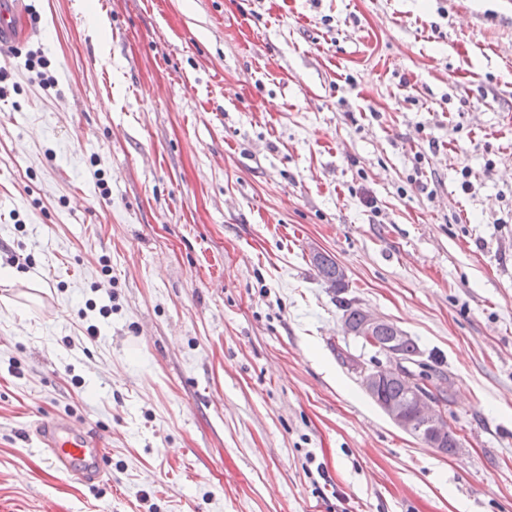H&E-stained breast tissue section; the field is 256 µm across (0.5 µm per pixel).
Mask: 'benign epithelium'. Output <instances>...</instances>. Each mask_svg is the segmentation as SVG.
Segmentation results:
<instances>
[{"label": "benign epithelium", "instance_id": "7a95c632", "mask_svg": "<svg viewBox=\"0 0 512 512\" xmlns=\"http://www.w3.org/2000/svg\"><path fill=\"white\" fill-rule=\"evenodd\" d=\"M387 325L390 326L392 333L391 339L383 347L387 362L363 374L362 386L395 425L423 444L446 454L448 446H459V440L455 432L448 427V421L441 411L440 404L433 397V389L415 383L410 377L411 361L402 358L399 351V346L407 338L405 332L389 325L384 317L369 310L363 311L358 327L354 328L351 324L344 323L343 332L372 342L374 334ZM394 381L404 384L405 395L401 401L387 400L379 395L383 384ZM411 406L417 411L415 418L411 417L408 412V408Z\"/></svg>", "mask_w": 512, "mask_h": 512}]
</instances>
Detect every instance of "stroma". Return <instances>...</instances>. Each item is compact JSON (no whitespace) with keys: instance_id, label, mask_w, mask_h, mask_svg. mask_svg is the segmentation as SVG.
<instances>
[{"instance_id":"35a3bbf8","label":"stroma","mask_w":512,"mask_h":512,"mask_svg":"<svg viewBox=\"0 0 512 512\" xmlns=\"http://www.w3.org/2000/svg\"><path fill=\"white\" fill-rule=\"evenodd\" d=\"M20 9L0 512H512V0ZM343 299L437 361L453 453L343 364L385 360ZM53 417L104 449L103 481L31 442Z\"/></svg>"}]
</instances>
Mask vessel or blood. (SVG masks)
Instances as JSON below:
<instances>
[{"label": "vessel or blood", "mask_w": 512, "mask_h": 512, "mask_svg": "<svg viewBox=\"0 0 512 512\" xmlns=\"http://www.w3.org/2000/svg\"><path fill=\"white\" fill-rule=\"evenodd\" d=\"M17 40L10 0H0V46ZM33 436L50 455L57 471L88 484L100 482L105 474L103 450L88 432L55 419L39 422Z\"/></svg>", "instance_id": "vessel-or-blood-1"}]
</instances>
